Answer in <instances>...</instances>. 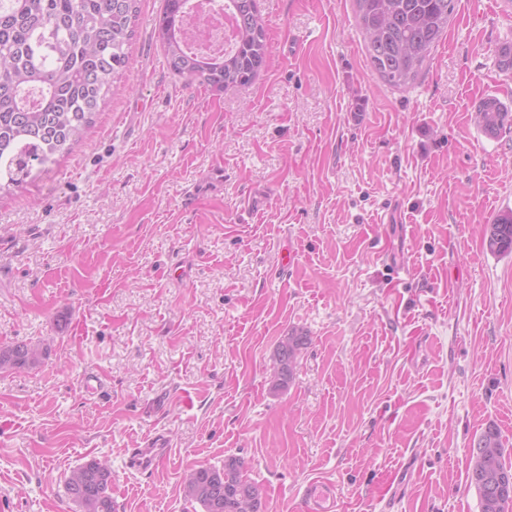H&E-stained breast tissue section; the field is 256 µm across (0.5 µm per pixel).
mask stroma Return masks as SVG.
Segmentation results:
<instances>
[{"instance_id":"obj_1","label":"stroma","mask_w":512,"mask_h":512,"mask_svg":"<svg viewBox=\"0 0 512 512\" xmlns=\"http://www.w3.org/2000/svg\"><path fill=\"white\" fill-rule=\"evenodd\" d=\"M257 3L269 61L216 92L169 71L141 0L83 139L0 194V343L51 346L0 374V512H79L65 479L94 458L116 512H194L184 475L230 455L265 512L312 486L334 512H480L475 435L495 424L512 463V253L483 238L512 209V131L474 120L512 109V0H458L405 89L353 0ZM293 328L310 343L276 392ZM158 435L167 456L131 468ZM488 98L495 99L498 106L494 112H485V121L477 115V121L485 134L495 137L503 129L512 127V110L503 105L497 98ZM309 342V336L300 330L292 329L279 341L273 357L274 381L276 391L288 390L294 380L298 357Z\"/></svg>"}]
</instances>
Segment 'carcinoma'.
<instances>
[{"instance_id":"obj_1","label":"carcinoma","mask_w":512,"mask_h":512,"mask_svg":"<svg viewBox=\"0 0 512 512\" xmlns=\"http://www.w3.org/2000/svg\"><path fill=\"white\" fill-rule=\"evenodd\" d=\"M139 0H0V190L19 187L41 167L68 153L100 111L127 62ZM458 0H355L356 20L372 69L390 86L415 83L433 47L442 40ZM188 0H163L155 34L166 63L177 75L222 91L251 83L265 67L268 44L257 0H224L236 22L234 48L205 58L186 51L184 17ZM478 120L497 136L512 127V110L498 104ZM484 242L493 254L512 251V210L487 225ZM309 342L293 329L273 357L276 391L294 380L298 357ZM48 347L41 343L0 344V372L37 368ZM471 447L469 479L481 512H512V483L502 489L497 475L511 471L498 428L490 424ZM80 512H115L108 460L92 459L65 482ZM184 497L202 512H263L261 485L236 456L222 467L200 465L184 479Z\"/></svg>"}]
</instances>
